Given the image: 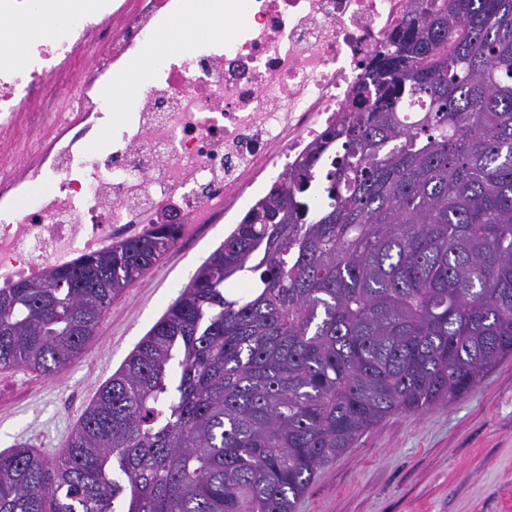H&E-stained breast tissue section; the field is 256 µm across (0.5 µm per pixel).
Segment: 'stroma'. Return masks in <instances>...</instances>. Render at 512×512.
I'll use <instances>...</instances> for the list:
<instances>
[{
  "mask_svg": "<svg viewBox=\"0 0 512 512\" xmlns=\"http://www.w3.org/2000/svg\"><path fill=\"white\" fill-rule=\"evenodd\" d=\"M230 230L205 224L172 246L60 373L0 369V452L25 443L60 453L98 389ZM297 512H512V357L457 402L396 413L363 433L319 472Z\"/></svg>",
  "mask_w": 512,
  "mask_h": 512,
  "instance_id": "35a3bbf8",
  "label": "stroma"
}]
</instances>
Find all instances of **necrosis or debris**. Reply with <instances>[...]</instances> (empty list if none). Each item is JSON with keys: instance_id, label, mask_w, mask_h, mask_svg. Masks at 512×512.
Returning a JSON list of instances; mask_svg holds the SVG:
<instances>
[{"instance_id": "4bbe7bcc", "label": "necrosis or debris", "mask_w": 512, "mask_h": 512, "mask_svg": "<svg viewBox=\"0 0 512 512\" xmlns=\"http://www.w3.org/2000/svg\"><path fill=\"white\" fill-rule=\"evenodd\" d=\"M178 0H52L51 36L0 63V288L176 224L231 221L338 125L413 0H224L246 9L151 67L121 122L102 87L137 62ZM108 141H100L103 130Z\"/></svg>"}]
</instances>
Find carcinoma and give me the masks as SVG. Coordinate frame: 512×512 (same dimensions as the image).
<instances>
[{"label": "carcinoma", "mask_w": 512, "mask_h": 512, "mask_svg": "<svg viewBox=\"0 0 512 512\" xmlns=\"http://www.w3.org/2000/svg\"><path fill=\"white\" fill-rule=\"evenodd\" d=\"M178 231L0 289V368L63 370ZM510 356L512 0H414L344 122L195 271L60 454L0 453V512H296L359 435Z\"/></svg>", "instance_id": "obj_1"}]
</instances>
